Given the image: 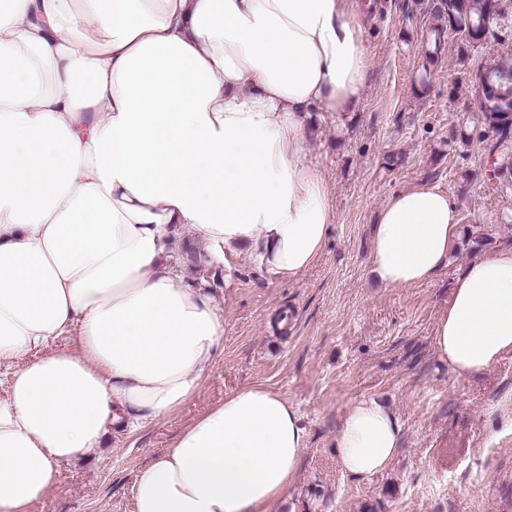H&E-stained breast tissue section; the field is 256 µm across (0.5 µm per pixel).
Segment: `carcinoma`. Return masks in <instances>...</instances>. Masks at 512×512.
Wrapping results in <instances>:
<instances>
[{"instance_id":"obj_1","label":"carcinoma","mask_w":512,"mask_h":512,"mask_svg":"<svg viewBox=\"0 0 512 512\" xmlns=\"http://www.w3.org/2000/svg\"><path fill=\"white\" fill-rule=\"evenodd\" d=\"M433 13L443 21L436 29L435 46L449 34L460 40V61L468 58L471 49L482 46L490 38H498L493 25L504 28L508 21V7L502 0H431ZM470 71L468 81L480 98V125L483 139L492 141L491 152L504 151L501 168L507 169L511 180L504 187L512 188V58L493 61L490 66V83L487 87ZM182 259L187 266L196 268L206 263L205 254L190 243H183Z\"/></svg>"}]
</instances>
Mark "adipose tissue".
<instances>
[{
	"label": "adipose tissue",
	"mask_w": 512,
	"mask_h": 512,
	"mask_svg": "<svg viewBox=\"0 0 512 512\" xmlns=\"http://www.w3.org/2000/svg\"><path fill=\"white\" fill-rule=\"evenodd\" d=\"M357 0H0V512H29L62 465L177 412L224 343L203 289L166 261L178 228L210 258L249 246L267 280L322 255L335 220L308 112L355 111L369 65ZM460 235L437 184L372 227L385 286L433 281ZM71 335L77 352L50 350ZM434 350L465 379L512 354V246L457 275ZM400 418L351 401L343 471L394 458ZM306 443L293 404L248 385L133 482L134 512H277Z\"/></svg>",
	"instance_id": "obj_1"
}]
</instances>
